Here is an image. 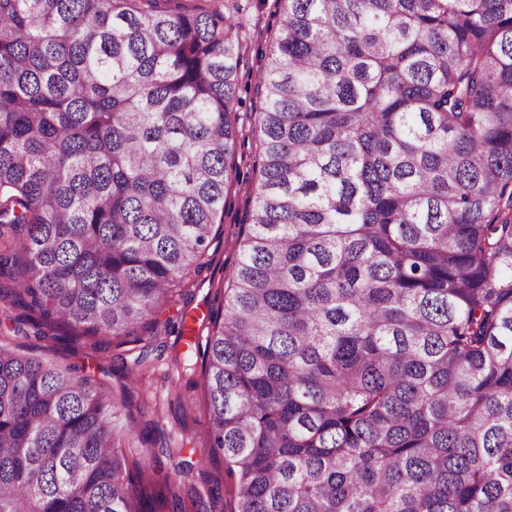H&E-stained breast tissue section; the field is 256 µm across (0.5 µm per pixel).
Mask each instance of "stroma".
<instances>
[{
  "label": "stroma",
  "instance_id": "obj_1",
  "mask_svg": "<svg viewBox=\"0 0 512 512\" xmlns=\"http://www.w3.org/2000/svg\"><path fill=\"white\" fill-rule=\"evenodd\" d=\"M240 20L247 35L246 52L240 70L241 86H253L262 63L261 54L270 47L268 27L277 23L276 0H240ZM243 138L237 145L243 161L240 175L233 180L227 194L224 222L213 231L209 265L191 276L187 287L178 289L174 301L157 313L158 332H140L138 340L128 337L107 338L100 348H93L92 338L73 335L66 327L56 328L48 336H36L28 326H17L13 312H0V340L14 346L35 350L36 354L77 368L79 374L91 376L108 393L126 397L121 424L137 431L164 435L172 456L163 458L162 468L170 472L188 460L193 467L184 478L186 486L195 487L198 505L188 512H231L235 482L228 476L221 455L208 451L203 442L207 420L203 391L202 356L173 363L175 353L185 347L178 335L182 315H207L220 312L224 291L237 259V232L250 197L253 182L249 160L255 152L249 107H242ZM164 346L161 357L153 359L151 378L146 385L130 384L125 372L133 365L142 347Z\"/></svg>",
  "mask_w": 512,
  "mask_h": 512
}]
</instances>
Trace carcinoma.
I'll return each mask as SVG.
<instances>
[{
    "mask_svg": "<svg viewBox=\"0 0 512 512\" xmlns=\"http://www.w3.org/2000/svg\"><path fill=\"white\" fill-rule=\"evenodd\" d=\"M277 2L203 350L232 512H512V0ZM238 11L0 0V305L35 335L135 336L207 266ZM118 412L0 342V512H147Z\"/></svg>",
    "mask_w": 512,
    "mask_h": 512,
    "instance_id": "obj_1",
    "label": "carcinoma"
}]
</instances>
